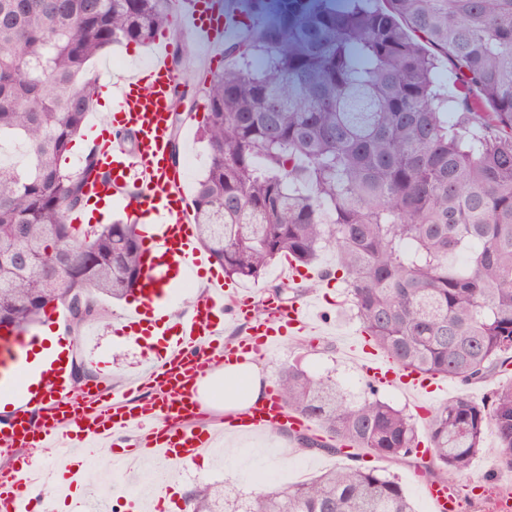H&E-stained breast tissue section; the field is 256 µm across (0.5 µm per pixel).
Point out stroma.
<instances>
[{
  "label": "stroma",
  "instance_id": "obj_1",
  "mask_svg": "<svg viewBox=\"0 0 512 512\" xmlns=\"http://www.w3.org/2000/svg\"><path fill=\"white\" fill-rule=\"evenodd\" d=\"M169 32L177 43L194 48L193 55L178 64L181 72L179 89L184 97L178 107L181 125L175 140L177 161L184 164L191 160L195 163L192 174L185 181V191L190 194L206 165L207 150L201 122L206 112L203 89L211 75L206 50L195 45L193 37L181 33L179 23H172ZM150 58V48L141 46L131 54L126 46H116L93 62L91 76L98 81L109 75L117 77L136 73ZM310 297L316 300L323 312L314 334L313 347L302 346L300 337H289L278 349L258 358L257 366L266 379L272 381L283 366L295 363L307 371L331 375L352 394L364 395L369 379L363 360L352 349L361 336L360 324L345 303L341 289L335 282L323 281ZM138 304L139 298L135 295L121 301L106 302L104 321L85 326L79 336L73 337L72 347L80 353L91 375L114 378L120 385L139 373L147 362L148 355L144 350L116 334L126 313ZM511 379L512 365L488 381L469 386L445 379L441 382V393L429 396L427 405L433 408L461 394L476 402H484ZM496 457V438L494 434H486L483 448L474 458L469 472L454 484L456 490L466 491L469 497L466 512H483L485 492L512 489V471L498 467ZM350 463L387 470L398 478L416 512H433L425 487L443 481L444 475L431 453H420L400 462L386 461L367 452L352 458L324 452L286 457L266 434L245 431L236 432L235 440L230 444L225 443L223 436H216L212 448L202 460L174 465L167 478L168 484L175 488L174 493L166 499H159V484H150L144 495L145 506L148 512H153L158 504L163 506L164 512H188L187 494L200 484L224 482L248 494L255 490L251 472L256 468L271 470L277 483L295 484L300 478L314 477Z\"/></svg>",
  "mask_w": 512,
  "mask_h": 512
}]
</instances>
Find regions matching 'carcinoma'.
Wrapping results in <instances>:
<instances>
[{
  "label": "carcinoma",
  "instance_id": "1",
  "mask_svg": "<svg viewBox=\"0 0 512 512\" xmlns=\"http://www.w3.org/2000/svg\"><path fill=\"white\" fill-rule=\"evenodd\" d=\"M224 48L205 87V171L191 199L203 247L229 279L336 252L366 342L401 368L463 384L512 363V0H297ZM177 0H0V329L24 331L48 305L80 330L100 300L147 276L136 224L70 223L93 161H61L93 109L89 62L115 44H146ZM263 57L262 68L249 64ZM448 63L456 120L438 89ZM288 411L329 441L297 433L299 451L345 448L403 460L412 419L378 398L356 402L330 376L284 366ZM512 471V383L489 403L457 397L430 411L427 437L451 478L485 433ZM193 512H414L404 488L348 466L241 497L224 484L190 495Z\"/></svg>",
  "mask_w": 512,
  "mask_h": 512
}]
</instances>
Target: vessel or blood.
<instances>
[{"label":"vessel or blood","instance_id":"1","mask_svg":"<svg viewBox=\"0 0 512 512\" xmlns=\"http://www.w3.org/2000/svg\"><path fill=\"white\" fill-rule=\"evenodd\" d=\"M184 30L209 49L211 66L222 63L214 48L240 31L249 14L245 0H178ZM171 40L157 43L149 67L139 75L120 79L112 86L113 104L119 110L108 128L92 140L89 151L110 179H87L86 200L101 193L121 197L127 218L152 228V248L147 255L148 276L141 304L123 319L121 331L131 336L152 328L167 341L146 374L121 386L98 379L86 380L74 390L65 369L55 370L33 403L21 404L0 417V447L25 448L29 454L19 467L0 472V504L9 512H27L28 488L42 466L39 448H64L70 453L66 470L53 479L69 492L72 512H84L82 494L76 493L78 470L92 446H134L137 455L155 464L158 478L169 466L192 461L214 443L210 431L190 426L199 408L196 383L200 376L230 359L258 358L278 347L286 336H301L311 329V310L293 306L277 308L272 319L254 325L248 338L224 344L226 316L247 314V297L236 296L223 277H213L200 304L187 315L171 317L162 300L161 281L167 272L157 265L159 255L170 256L183 279H190L207 263L188 220L184 178L172 158V99L181 81L172 57ZM34 337L25 333L0 337V393L23 392V372ZM374 386H394L414 393L425 378L396 365L372 360ZM153 394L139 400L143 387ZM248 430L298 425L278 397L250 407L230 420ZM428 494L436 512H459L457 491L445 484L431 485Z\"/></svg>","mask_w":512,"mask_h":512}]
</instances>
